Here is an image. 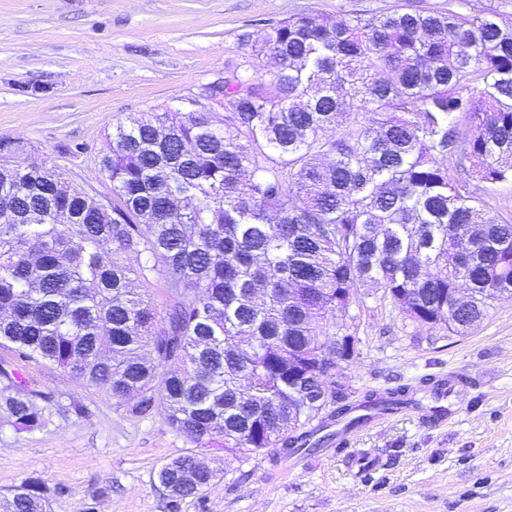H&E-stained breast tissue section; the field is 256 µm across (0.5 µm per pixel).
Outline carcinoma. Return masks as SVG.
<instances>
[{
  "mask_svg": "<svg viewBox=\"0 0 512 512\" xmlns=\"http://www.w3.org/2000/svg\"><path fill=\"white\" fill-rule=\"evenodd\" d=\"M453 2L301 15L242 35L250 50L223 87L201 86L220 90L223 119L168 108L113 124L106 207L63 188L56 169L15 161L24 146L1 138L0 347L133 417L163 407L196 448L324 444L307 427L351 413L327 322L358 289L456 336L512 299V223L462 179H512V24ZM267 52L276 69L264 72ZM154 281L168 290L162 312ZM38 397L0 367L15 430L46 424ZM399 404L372 393L360 407ZM215 478L193 454L158 471L174 509ZM48 503L29 479L0 512Z\"/></svg>",
  "mask_w": 512,
  "mask_h": 512,
  "instance_id": "carcinoma-1",
  "label": "carcinoma"
}]
</instances>
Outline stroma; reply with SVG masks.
<instances>
[{"label": "stroma", "instance_id": "stroma-1", "mask_svg": "<svg viewBox=\"0 0 512 512\" xmlns=\"http://www.w3.org/2000/svg\"><path fill=\"white\" fill-rule=\"evenodd\" d=\"M443 11L448 0H0V138L56 168L78 189L112 195L99 161L112 124L166 107L189 110L201 85L236 63L240 38L294 15H356L401 2ZM336 321L358 340L341 364L347 402L405 390L424 402L426 379L461 384L445 425L414 410L329 446L288 454L199 457L216 479L171 508L157 471L187 454L163 409L137 419L108 395L0 348L41 395L50 420L15 432L0 412V497L24 480L49 487L52 512H512V300L468 335L405 320L376 288ZM69 413L58 414V404Z\"/></svg>", "mask_w": 512, "mask_h": 512}]
</instances>
